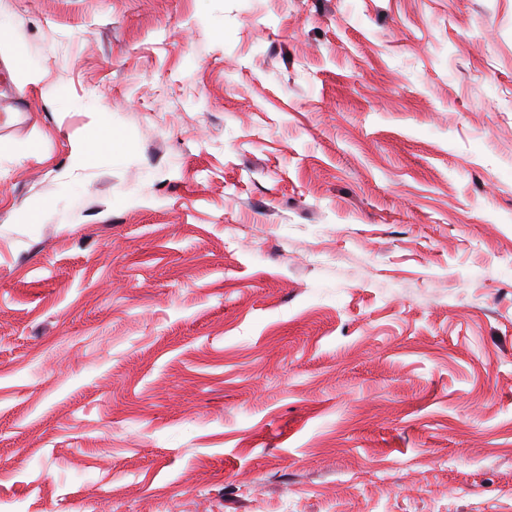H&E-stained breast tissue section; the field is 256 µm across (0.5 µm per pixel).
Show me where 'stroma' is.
Wrapping results in <instances>:
<instances>
[{
	"instance_id": "35a3bbf8",
	"label": "stroma",
	"mask_w": 512,
	"mask_h": 512,
	"mask_svg": "<svg viewBox=\"0 0 512 512\" xmlns=\"http://www.w3.org/2000/svg\"><path fill=\"white\" fill-rule=\"evenodd\" d=\"M0 4V512H512V0ZM5 69L8 79L21 96H24L31 87H40L42 96H53L56 94L53 88L42 86L43 75L37 69H20L17 65L10 64L9 62H5Z\"/></svg>"
}]
</instances>
